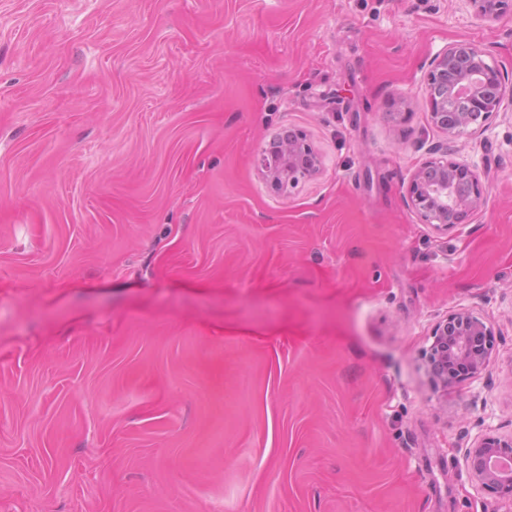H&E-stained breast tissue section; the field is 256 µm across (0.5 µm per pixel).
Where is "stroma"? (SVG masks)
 Returning a JSON list of instances; mask_svg holds the SVG:
<instances>
[{
    "label": "stroma",
    "mask_w": 512,
    "mask_h": 512,
    "mask_svg": "<svg viewBox=\"0 0 512 512\" xmlns=\"http://www.w3.org/2000/svg\"><path fill=\"white\" fill-rule=\"evenodd\" d=\"M457 42L512 78L465 0H0V512H512L464 462L512 436V102L432 124ZM287 128L323 171L276 192ZM435 152L483 174L449 230ZM406 204L424 223L451 229L485 205L480 174L445 156L428 160L413 172ZM482 336H490V327L467 311H457L436 326L427 370L437 389L447 392L448 384L486 368L488 346L480 344Z\"/></svg>",
    "instance_id": "obj_1"
}]
</instances>
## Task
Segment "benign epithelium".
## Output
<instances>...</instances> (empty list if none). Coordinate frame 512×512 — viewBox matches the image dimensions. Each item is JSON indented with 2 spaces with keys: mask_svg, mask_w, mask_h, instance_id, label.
I'll list each match as a JSON object with an SVG mask.
<instances>
[{
  "mask_svg": "<svg viewBox=\"0 0 512 512\" xmlns=\"http://www.w3.org/2000/svg\"><path fill=\"white\" fill-rule=\"evenodd\" d=\"M479 21L498 17L512 0H466ZM485 52L464 42L449 45L430 61L427 98L435 126L450 137L481 131L484 123L512 100V82L498 68L487 64ZM465 96L466 110L448 111V94ZM262 178L275 191H283L300 180L322 171L320 155L307 136L297 133L285 138L279 149L257 155ZM406 204L426 224L451 229L469 213L485 205L480 174L473 166L445 156L424 162L412 174ZM490 327L480 317L457 311L440 322L433 333L427 370L433 385L448 393V385L474 375L488 364V347L481 337ZM465 459L476 483L501 495L512 493V467L499 470L494 463H512V438L487 436L467 449Z\"/></svg>",
  "mask_w": 512,
  "mask_h": 512,
  "instance_id": "benign-epithelium-1",
  "label": "benign epithelium"
}]
</instances>
